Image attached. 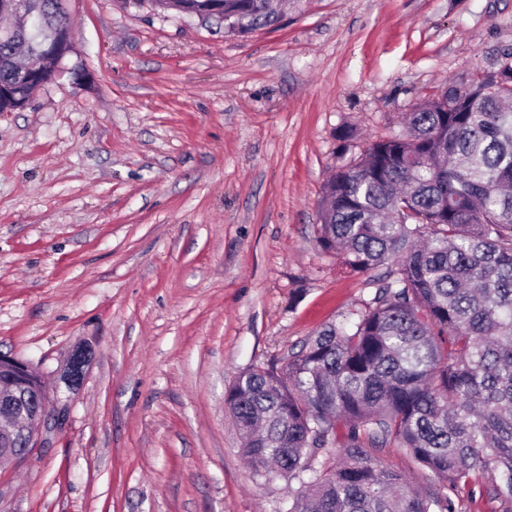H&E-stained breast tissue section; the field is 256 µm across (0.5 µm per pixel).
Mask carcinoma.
I'll list each match as a JSON object with an SVG mask.
<instances>
[{
  "label": "carcinoma",
  "mask_w": 512,
  "mask_h": 512,
  "mask_svg": "<svg viewBox=\"0 0 512 512\" xmlns=\"http://www.w3.org/2000/svg\"><path fill=\"white\" fill-rule=\"evenodd\" d=\"M38 31L70 37L61 7L26 0ZM176 13L215 0H133ZM229 29L280 17L270 0H220ZM0 34V109L31 92ZM505 70L448 83L324 184L317 244L346 272H375L354 319L321 327L278 369L224 394L261 475L310 477L289 512H455L444 489L512 502V81ZM397 448L438 485L412 487L372 451ZM323 457L320 467L313 461Z\"/></svg>",
  "instance_id": "cac0c4a2"
}]
</instances>
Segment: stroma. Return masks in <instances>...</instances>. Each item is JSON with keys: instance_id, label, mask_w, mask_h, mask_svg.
Returning <instances> with one entry per match:
<instances>
[{"instance_id": "35a3bbf8", "label": "stroma", "mask_w": 512, "mask_h": 512, "mask_svg": "<svg viewBox=\"0 0 512 512\" xmlns=\"http://www.w3.org/2000/svg\"><path fill=\"white\" fill-rule=\"evenodd\" d=\"M64 4L72 51L0 112V352L67 411L0 464V512H287L300 481L245 463L225 390L372 298L317 245L323 184L418 99L505 64L512 0H302L245 34ZM91 355V350L84 347L77 348L70 356L66 367L61 376L64 374V382L69 388L76 387L82 378L83 369L87 364Z\"/></svg>"}]
</instances>
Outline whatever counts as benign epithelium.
Here are the masks:
<instances>
[{
	"mask_svg": "<svg viewBox=\"0 0 512 512\" xmlns=\"http://www.w3.org/2000/svg\"><path fill=\"white\" fill-rule=\"evenodd\" d=\"M8 14L14 20L13 30L21 33V38L32 32V15L26 10L24 0H0V15ZM41 57L55 63L63 59L69 50L56 42H42L36 49ZM26 84L37 89L47 82L46 74L55 73L35 66L18 67ZM91 355V350L78 348L70 356L63 370L64 383L70 388L76 387L82 378L83 369ZM65 409L59 401L45 394H32L26 387L14 381L5 390H0V420L10 425L0 428V440H19L22 452L5 449L0 452L5 456L23 459L32 449L39 446L43 433L58 428L64 417Z\"/></svg>",
	"mask_w": 512,
	"mask_h": 512,
	"instance_id": "obj_1",
	"label": "benign epithelium"
}]
</instances>
